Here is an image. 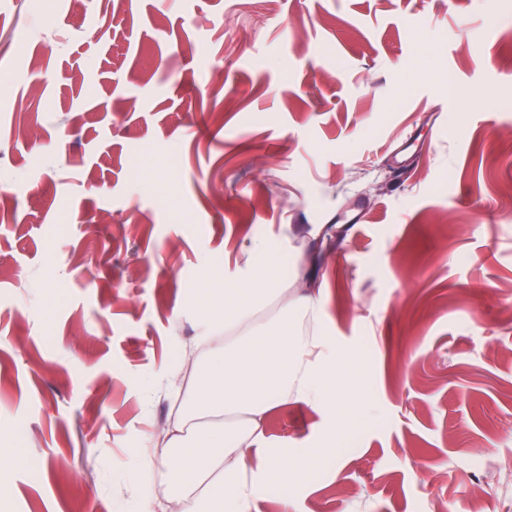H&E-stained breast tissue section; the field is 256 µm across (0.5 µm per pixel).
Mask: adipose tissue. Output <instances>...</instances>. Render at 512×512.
<instances>
[{"mask_svg": "<svg viewBox=\"0 0 512 512\" xmlns=\"http://www.w3.org/2000/svg\"><path fill=\"white\" fill-rule=\"evenodd\" d=\"M280 246L253 238L242 248L239 273L204 271L190 310L197 325L193 350H180L161 379L175 384L185 367L195 381L181 414L160 436L143 465L163 470L180 512H253L262 494L280 493L283 512L293 501L289 486L306 481L336 457L341 430L364 420L365 407L351 393L362 372L357 354L340 356L324 333L322 306L312 281L283 279ZM276 305L275 318L257 323ZM323 410L329 420L312 444L275 450L262 445L263 421L280 403ZM256 450L261 462L248 467Z\"/></svg>", "mask_w": 512, "mask_h": 512, "instance_id": "adipose-tissue-1", "label": "adipose tissue"}]
</instances>
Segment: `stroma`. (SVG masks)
<instances>
[{
    "mask_svg": "<svg viewBox=\"0 0 512 512\" xmlns=\"http://www.w3.org/2000/svg\"><path fill=\"white\" fill-rule=\"evenodd\" d=\"M506 128L512 0H0V512L159 491L158 375L258 235L316 254L377 408L295 512H512ZM324 424L277 405L264 445Z\"/></svg>",
    "mask_w": 512,
    "mask_h": 512,
    "instance_id": "stroma-1",
    "label": "stroma"
}]
</instances>
